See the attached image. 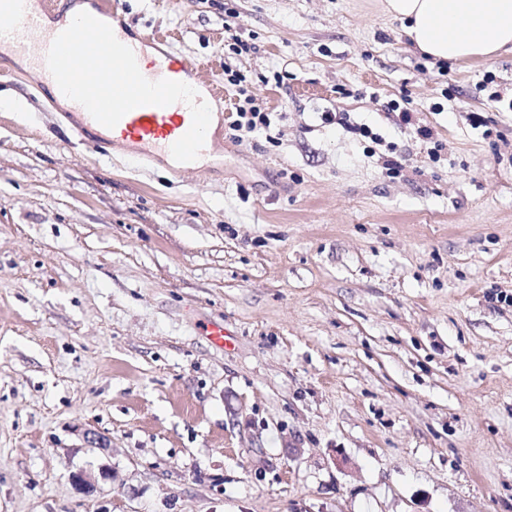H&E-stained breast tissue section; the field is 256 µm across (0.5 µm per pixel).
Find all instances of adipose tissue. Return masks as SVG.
I'll use <instances>...</instances> for the list:
<instances>
[{
  "instance_id": "ef3b65f1",
  "label": "adipose tissue",
  "mask_w": 512,
  "mask_h": 512,
  "mask_svg": "<svg viewBox=\"0 0 512 512\" xmlns=\"http://www.w3.org/2000/svg\"><path fill=\"white\" fill-rule=\"evenodd\" d=\"M385 8L437 61L480 59L512 44V0H385Z\"/></svg>"
}]
</instances>
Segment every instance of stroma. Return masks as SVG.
Listing matches in <instances>:
<instances>
[{
  "mask_svg": "<svg viewBox=\"0 0 512 512\" xmlns=\"http://www.w3.org/2000/svg\"><path fill=\"white\" fill-rule=\"evenodd\" d=\"M119 2L271 127L179 178L0 59V512H512V47L441 66L382 0ZM403 106L401 107L400 103L394 102L391 103L388 106V111L395 112L396 114V124L399 126H405V127H413L415 130V133L417 137L426 143H432L434 139V133L431 128L427 126H419L415 123L414 117H413V110L408 106L411 104L410 99H408L406 96L402 99ZM398 111V112H397ZM417 125V126H416ZM434 143V147L430 148V151H428V156L433 161H436L439 158V151L442 149V145L439 143ZM111 477L109 471L103 467L99 468L97 475L84 469H80L70 475L71 482L75 489L88 497L94 496L98 492L99 481H105Z\"/></svg>",
  "mask_w": 512,
  "mask_h": 512,
  "instance_id": "stroma-1",
  "label": "stroma"
}]
</instances>
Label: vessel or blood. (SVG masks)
I'll return each instance as SVG.
<instances>
[{
    "label": "vessel or blood",
    "mask_w": 512,
    "mask_h": 512,
    "mask_svg": "<svg viewBox=\"0 0 512 512\" xmlns=\"http://www.w3.org/2000/svg\"><path fill=\"white\" fill-rule=\"evenodd\" d=\"M0 0V53L27 57L33 72L72 108L68 120L105 154L167 162L177 175L215 156L224 115L200 108L224 91L206 63L169 39L130 28L113 0ZM87 40H80V33Z\"/></svg>",
    "instance_id": "b4317fda"
}]
</instances>
